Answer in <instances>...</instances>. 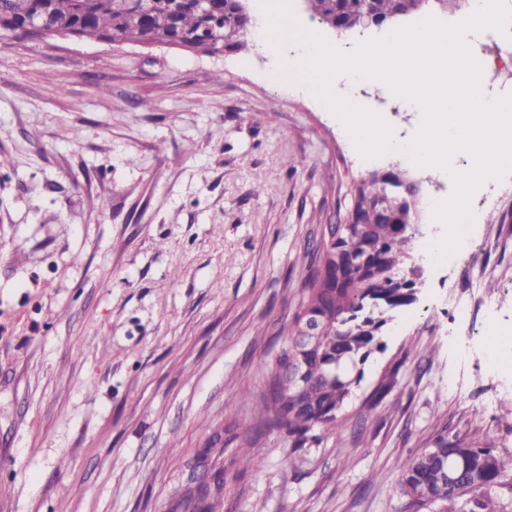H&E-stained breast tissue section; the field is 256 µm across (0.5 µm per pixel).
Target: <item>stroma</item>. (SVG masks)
Returning <instances> with one entry per match:
<instances>
[{"label":"stroma","instance_id":"stroma-1","mask_svg":"<svg viewBox=\"0 0 512 512\" xmlns=\"http://www.w3.org/2000/svg\"><path fill=\"white\" fill-rule=\"evenodd\" d=\"M255 42L210 56L50 37L0 47V512H167L188 464L251 403L300 301L307 248L375 171L419 183L416 304L393 311L343 414L386 368L365 446L263 437L230 512H401L399 464L441 432L512 451V189L470 207L482 263L426 258L438 181L355 152L339 117L283 93ZM393 136L422 127L396 95ZM483 294L470 324L449 300Z\"/></svg>","mask_w":512,"mask_h":512}]
</instances>
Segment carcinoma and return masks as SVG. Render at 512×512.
I'll list each match as a JSON object with an SVG mask.
<instances>
[{"mask_svg":"<svg viewBox=\"0 0 512 512\" xmlns=\"http://www.w3.org/2000/svg\"><path fill=\"white\" fill-rule=\"evenodd\" d=\"M308 10L330 27L351 30L380 27L425 8L468 11V0H307ZM242 0H209V15L202 16L196 0H0V41L25 39L24 25L36 17L50 33L64 32L84 38L117 42L150 40L171 43L179 36L189 42L206 41L217 50L242 46L251 18L241 12ZM406 179L392 170L374 173L357 190L359 224L336 225L337 241L320 242L307 266L303 295L297 312L282 328L287 336L281 354L269 368L264 388L248 394L252 404L251 441L231 461L224 480L207 491L213 500L224 496L228 484L239 480L253 465L250 449L274 429H284L293 447L303 448L320 437L313 431H339L346 424L339 413L352 387L363 377V366L377 350L388 317L385 313L414 304L412 286L421 270L413 263L411 243L419 229L412 221L410 202L401 207L394 224L374 215L371 194L389 180ZM380 246L371 265L348 272L336 282L342 257L352 260L364 246ZM305 311L324 316L317 345L303 352L306 374L299 386L282 382L276 363L288 357L297 340ZM399 366L386 371L371 397L357 413L354 434L362 438L377 405L396 387ZM512 451H501L473 439L463 441L438 434L432 447L400 466L397 489L406 499L403 512H512Z\"/></svg>","mask_w":512,"mask_h":512,"instance_id":"obj_1","label":"carcinoma"}]
</instances>
